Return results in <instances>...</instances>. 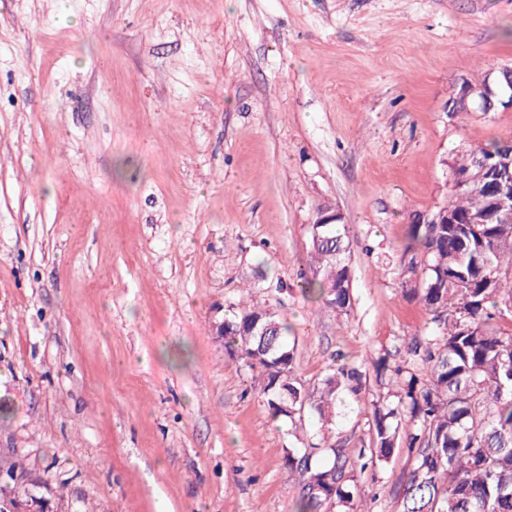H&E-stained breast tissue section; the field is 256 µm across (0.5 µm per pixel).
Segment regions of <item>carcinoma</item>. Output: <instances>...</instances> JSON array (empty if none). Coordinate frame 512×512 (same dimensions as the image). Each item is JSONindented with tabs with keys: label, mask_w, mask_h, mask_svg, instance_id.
I'll use <instances>...</instances> for the list:
<instances>
[{
	"label": "carcinoma",
	"mask_w": 512,
	"mask_h": 512,
	"mask_svg": "<svg viewBox=\"0 0 512 512\" xmlns=\"http://www.w3.org/2000/svg\"><path fill=\"white\" fill-rule=\"evenodd\" d=\"M501 141L465 147L453 168L471 160L499 159ZM466 219L484 213L486 224H410L401 290L430 315L422 336L406 343L408 362L375 363L380 384L396 387L373 403L371 446L359 450L360 470L390 462L404 448L412 464L396 492L400 512H512V223H501L481 179L451 182L448 201L436 207ZM343 217L312 225L303 295L319 309L351 306V269ZM273 326L257 336L249 324ZM226 353L256 373L270 414L295 422L318 415L321 443L290 448L288 469L299 475L295 512H326L353 501V468L347 449L332 438L336 401L358 391L362 371L338 363L317 384L293 376L290 327L260 306L224 316Z\"/></svg>",
	"instance_id": "1"
}]
</instances>
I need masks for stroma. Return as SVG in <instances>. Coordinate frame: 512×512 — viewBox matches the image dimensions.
I'll list each match as a JSON object with an SVG mask.
<instances>
[{
	"instance_id": "1",
	"label": "stroma",
	"mask_w": 512,
	"mask_h": 512,
	"mask_svg": "<svg viewBox=\"0 0 512 512\" xmlns=\"http://www.w3.org/2000/svg\"><path fill=\"white\" fill-rule=\"evenodd\" d=\"M512 0H0V458L51 512H293L290 447L212 321L273 309L294 374L344 360L369 446L374 361L428 315L400 288L408 215L512 109L454 114L512 66ZM344 216L352 305L298 286L318 208ZM406 453L359 474L398 512ZM457 101V106H461L465 112H495L499 108L492 102L491 94L486 90V83H472L463 80L451 96ZM471 104H478L475 108Z\"/></svg>"
}]
</instances>
